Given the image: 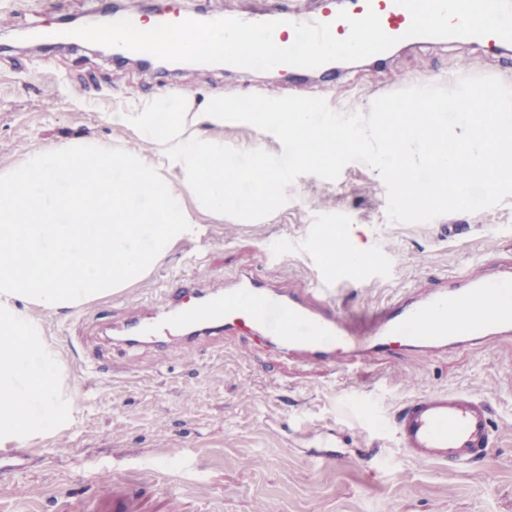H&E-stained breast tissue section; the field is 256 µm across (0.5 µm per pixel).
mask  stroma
Wrapping results in <instances>:
<instances>
[{
  "label": "stroma",
  "instance_id": "obj_1",
  "mask_svg": "<svg viewBox=\"0 0 512 512\" xmlns=\"http://www.w3.org/2000/svg\"><path fill=\"white\" fill-rule=\"evenodd\" d=\"M105 5L0 0V168L85 137L149 152L150 143L112 129L102 115L173 89L191 102L219 94L319 102L339 127L369 137L387 110L420 91L441 103L463 87L512 84V51L471 43L403 45L385 62L348 63L327 81L217 66L163 76L83 46L47 52L19 39L33 23L89 18ZM402 186L366 150L290 168L281 205L207 223L137 286L43 315L77 422L0 459V512H512V335L351 365L305 355L284 361L239 336L220 348L208 336L188 348L150 339L132 348L118 338L125 320L153 312L169 282L194 271L217 284L245 270L274 282L323 278L341 311L371 312L419 278L492 265L490 251L512 231V181L486 189L476 210L451 197L439 206L409 204ZM330 224L344 233L363 226L372 261L329 269L316 243ZM448 224L461 225V234H446ZM274 242L289 246L277 264L267 256ZM437 390L469 392L491 406L493 440L474 466L414 462L398 446L392 415ZM326 449L334 458H312ZM20 458L26 471L13 469Z\"/></svg>",
  "mask_w": 512,
  "mask_h": 512
}]
</instances>
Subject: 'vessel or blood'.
<instances>
[{
  "label": "vessel or blood",
  "mask_w": 512,
  "mask_h": 512,
  "mask_svg": "<svg viewBox=\"0 0 512 512\" xmlns=\"http://www.w3.org/2000/svg\"><path fill=\"white\" fill-rule=\"evenodd\" d=\"M375 11L384 31L403 35L409 12L395 0H348L354 18ZM335 0H315L312 7L294 8L285 0H232L223 15L248 22L275 20V42L295 38L293 23H328L334 36L349 33L337 18ZM495 273L469 269L455 283L429 278L409 289L402 299L368 314H345L328 300L324 283L270 282L250 272L223 289L185 288L167 293L164 310L147 320L127 324V336H248L281 356L307 354L333 361L366 352L386 353L402 342L404 348L442 352L453 339L478 341L512 335V244L500 245ZM489 403L462 391H431L403 403L391 428L411 460L472 465L491 441Z\"/></svg>",
  "instance_id": "obj_1"
}]
</instances>
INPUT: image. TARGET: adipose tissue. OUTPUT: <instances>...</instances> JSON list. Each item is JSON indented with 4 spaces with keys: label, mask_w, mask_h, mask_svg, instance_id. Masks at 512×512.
<instances>
[{
    "label": "adipose tissue",
    "mask_w": 512,
    "mask_h": 512,
    "mask_svg": "<svg viewBox=\"0 0 512 512\" xmlns=\"http://www.w3.org/2000/svg\"><path fill=\"white\" fill-rule=\"evenodd\" d=\"M455 102L460 136L448 145L437 147L441 132L426 114L412 132L390 124L376 151L381 167L401 154L406 180L429 162L435 180L427 195L436 205L461 191L454 172L492 185L512 178V126L493 119L512 104V86L479 95L466 89ZM103 119L152 143V153L83 138L0 169V450L74 422L60 353L40 313L70 311L137 284L199 237L205 219L280 204L290 167L332 165L342 151L367 147L357 130H337L334 114L292 112L278 100L240 108L211 96L192 110L170 90ZM228 122L270 136L284 152H257L239 164L224 153Z\"/></svg>",
    "instance_id": "1"
}]
</instances>
